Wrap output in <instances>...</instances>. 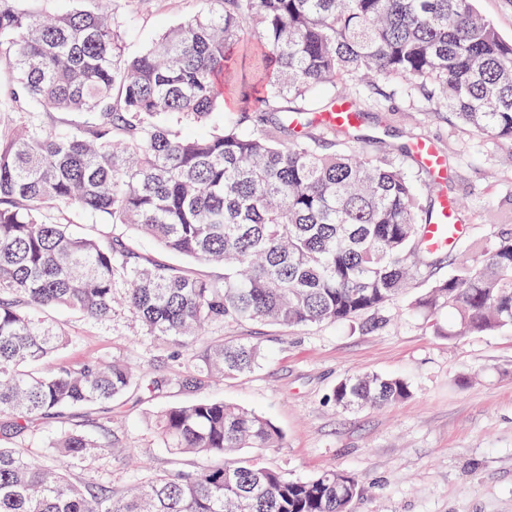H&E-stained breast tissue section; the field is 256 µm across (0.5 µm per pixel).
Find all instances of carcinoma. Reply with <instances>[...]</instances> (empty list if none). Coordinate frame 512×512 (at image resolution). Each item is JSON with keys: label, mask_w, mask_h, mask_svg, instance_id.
<instances>
[{"label": "carcinoma", "mask_w": 512, "mask_h": 512, "mask_svg": "<svg viewBox=\"0 0 512 512\" xmlns=\"http://www.w3.org/2000/svg\"><path fill=\"white\" fill-rule=\"evenodd\" d=\"M0 0V512H351L358 479L328 468L294 479L244 448H278L268 418L222 400L161 410L155 430L175 455L215 458L190 472L142 478L116 495L77 483L75 465L119 441L112 411L129 392L199 390L244 375L264 358L249 338L197 337L229 323L293 328L369 316L406 293L412 274L436 265L421 227L435 212L387 159L346 153L288 128L325 126L300 102L337 80L398 76L432 81L439 100L476 134L512 143V41L473 0H214L216 8L124 56V0L32 11ZM255 47L262 111L220 123L236 99L224 81L232 49ZM85 119L60 133L46 112ZM205 124L202 137L182 127ZM126 226L165 251L219 265L224 277L143 260L119 236L75 234L66 212ZM67 308L93 322L126 313L141 335L175 349L158 373L124 357L49 363L68 333L39 315ZM412 308L447 309L452 337L512 329V232L471 263L434 281ZM400 377L340 380L343 410L409 397ZM96 406L102 434L62 430L40 463L25 447L39 425ZM233 459L222 462L225 456Z\"/></svg>", "instance_id": "1"}]
</instances>
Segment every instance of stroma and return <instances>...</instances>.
Returning a JSON list of instances; mask_svg holds the SVG:
<instances>
[{"instance_id":"obj_1","label":"stroma","mask_w":512,"mask_h":512,"mask_svg":"<svg viewBox=\"0 0 512 512\" xmlns=\"http://www.w3.org/2000/svg\"><path fill=\"white\" fill-rule=\"evenodd\" d=\"M213 7L212 0H137L126 57L138 56L167 29ZM332 97L361 101L356 137L316 130L340 149L387 155L412 179L422 171L412 153L417 140L433 141L447 155V183L421 195L420 204L448 197L465 236L440 252L431 278L417 279L404 298L380 313L377 324L359 318L290 329L255 323L224 328L225 337L261 342L266 358L260 369L198 391L167 390L142 401L129 397L112 416L120 443L111 455L76 468L75 476L91 481L106 475L120 490L144 475L202 466L200 457L174 459L151 416L198 399H221L268 417L282 431L283 446L261 452L267 466L303 479L327 467L355 474L360 491L352 512H512V330L450 337V314H439L430 326L410 307L431 279L454 273L460 260L512 231V145L474 136L418 83L381 77L339 82L308 105ZM49 316L70 335L53 363L122 355L161 371L174 366L170 347L136 336L125 318L96 323L64 309ZM370 372L406 378L411 396L353 412L329 402L339 380Z\"/></svg>"}]
</instances>
